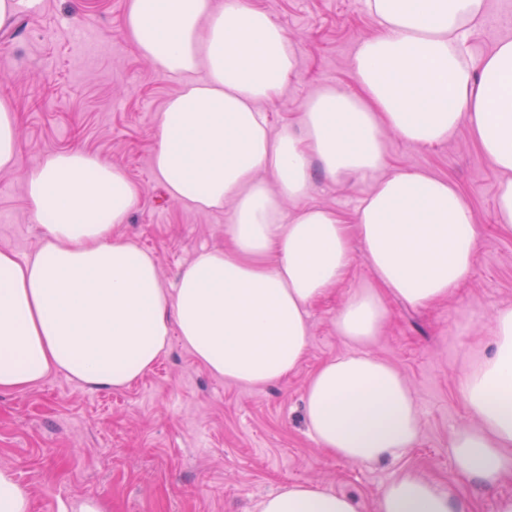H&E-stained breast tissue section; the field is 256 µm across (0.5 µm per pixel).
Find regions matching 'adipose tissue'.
<instances>
[{"mask_svg": "<svg viewBox=\"0 0 512 512\" xmlns=\"http://www.w3.org/2000/svg\"><path fill=\"white\" fill-rule=\"evenodd\" d=\"M379 22L351 62L355 90L323 87L294 125L272 132L265 107L296 75L286 31L241 0H127L121 35L180 88L153 134L152 167L168 198L201 212L230 208L225 249H204L173 290L155 257L116 236L139 189L106 159L51 152L25 175L44 235L22 258L0 249V392L53 372L120 390L149 372L179 337L215 376L253 386L300 364L308 307L342 280L362 251L378 282L355 289L336 331L356 353L321 365L304 394L309 432L328 455L372 463L405 452L419 412L398 370L362 347L379 335L384 294L423 307L470 274L474 214L456 186L422 170L384 174L385 132L431 147L468 130L503 179L500 223L512 229V40L470 57L486 0H364ZM19 115L0 100V171L20 162ZM370 183L347 227L305 204L314 174ZM301 201L288 213L285 204ZM492 351L467 369L461 394L472 424L450 448L458 474L483 488L512 467V305L494 310ZM258 512H357L313 483L283 485ZM378 512H462L452 492L419 473L394 476Z\"/></svg>", "mask_w": 512, "mask_h": 512, "instance_id": "1", "label": "adipose tissue"}]
</instances>
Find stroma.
Masks as SVG:
<instances>
[{
    "instance_id": "35a3bbf8",
    "label": "stroma",
    "mask_w": 512,
    "mask_h": 512,
    "mask_svg": "<svg viewBox=\"0 0 512 512\" xmlns=\"http://www.w3.org/2000/svg\"><path fill=\"white\" fill-rule=\"evenodd\" d=\"M267 12L295 46L297 75L267 106L272 130L295 123L305 100L322 85L353 88L351 59L358 41L378 33L361 0H247ZM126 0H41L0 33V100L20 114V167L0 171V248L19 257L40 246L43 228L30 211L23 175L50 151L79 145L123 167L140 201L116 234L156 257L163 288L204 247L228 242L227 210L201 213L170 201L155 179L152 135L166 99L179 85L159 77L119 32ZM512 39V0H486L474 28V57ZM388 171L419 169L453 182L474 215L475 263L447 299L414 308L385 295L387 318L367 346L391 363L411 388L421 434L414 448L376 463H351L323 453L311 439L302 397L323 362L350 353L336 332L349 296L376 281L363 253L344 279L309 307L306 353L288 377L248 386L212 375L179 341L153 370L112 391L53 373L23 392L0 393V467L12 469L32 498L31 512H63L86 497L107 512H255L257 502L289 483L320 484L349 496L358 512H377L381 490L413 470L452 485L465 512H496L512 494V471L494 490L458 474L450 435L471 418L460 394L470 364L492 349L489 318L512 305V230L496 211L501 176L468 131L424 148L386 136ZM305 202L354 223L369 184H339L315 176ZM481 324L462 329L464 311Z\"/></svg>"
}]
</instances>
